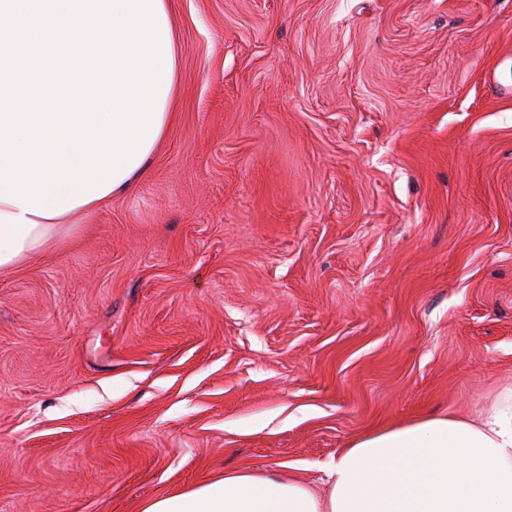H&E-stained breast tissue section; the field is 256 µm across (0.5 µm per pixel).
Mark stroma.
<instances>
[{
	"mask_svg": "<svg viewBox=\"0 0 512 512\" xmlns=\"http://www.w3.org/2000/svg\"><path fill=\"white\" fill-rule=\"evenodd\" d=\"M133 192L0 275V512H138L512 388V0H172Z\"/></svg>",
	"mask_w": 512,
	"mask_h": 512,
	"instance_id": "stroma-1",
	"label": "stroma"
}]
</instances>
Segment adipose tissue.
<instances>
[{
  "mask_svg": "<svg viewBox=\"0 0 512 512\" xmlns=\"http://www.w3.org/2000/svg\"><path fill=\"white\" fill-rule=\"evenodd\" d=\"M146 171L138 166L109 195L44 218L0 201V274L51 252L112 199L129 193ZM318 492L238 470L180 493L144 501L140 512H512V392L475 418L424 417L355 438L327 467Z\"/></svg>",
  "mask_w": 512,
  "mask_h": 512,
  "instance_id": "1",
  "label": "adipose tissue"
}]
</instances>
